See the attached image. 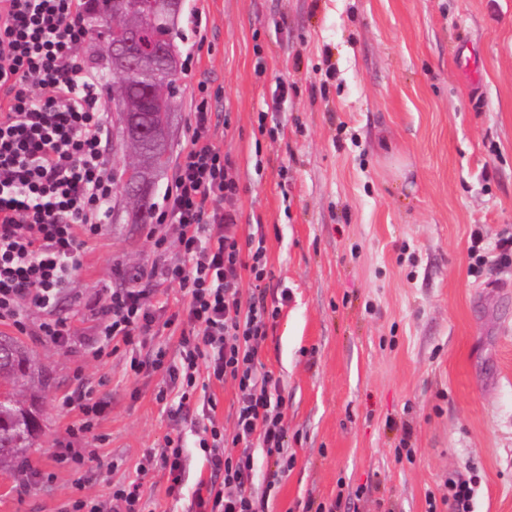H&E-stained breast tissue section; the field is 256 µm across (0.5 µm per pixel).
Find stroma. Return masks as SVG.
I'll list each match as a JSON object with an SVG mask.
<instances>
[{"label":"stroma","instance_id":"obj_1","mask_svg":"<svg viewBox=\"0 0 512 512\" xmlns=\"http://www.w3.org/2000/svg\"><path fill=\"white\" fill-rule=\"evenodd\" d=\"M178 30L170 166L153 201L165 205L206 86L210 142L238 186L222 207L239 242L264 225L267 298L281 304L259 360L280 379L295 460L266 512L337 500L339 512H426L452 475L477 478L475 512H512V259L495 248L512 237V0H183ZM160 238L166 263H183L175 226L119 210L53 309L68 346L19 336L47 377L42 432L25 491L19 470L0 471V512L108 508L135 478L148 512H186L209 479L204 419L165 372L130 368L135 354L178 361V289L145 297L154 322L138 353H91L105 294L134 287ZM84 391L106 408L81 441L99 459L77 468L55 455L80 413L57 402ZM237 393L229 379L196 391L216 398L228 438ZM176 436L179 500L156 464Z\"/></svg>","mask_w":512,"mask_h":512}]
</instances>
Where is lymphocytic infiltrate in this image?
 <instances>
[{
  "mask_svg": "<svg viewBox=\"0 0 512 512\" xmlns=\"http://www.w3.org/2000/svg\"><path fill=\"white\" fill-rule=\"evenodd\" d=\"M89 0H0V323L22 334L64 346L71 333L61 319L29 329L26 311L56 303L70 276L81 269L87 242L111 218L118 185L106 153L110 113L102 101L100 77L80 51L90 38ZM209 101L200 95L193 112L191 146L178 163L157 223L175 225L186 260L155 263L142 271L139 287L107 293L98 311L103 342L136 346L153 317L143 303L156 283L179 289L190 327L180 339V364L132 359L135 371L165 370L189 406L199 371L232 379L238 388L233 444L224 450V430L211 417L214 401L201 405L209 434L198 446L212 481L199 485L189 512H264L255 497L254 451L272 467L264 476L274 492L294 464L287 424L275 404L280 381L258 368V346L276 320L268 304L266 233L256 226L246 243L236 237V215L218 209L236 185L225 176L227 160L207 141ZM252 291L239 297V280Z\"/></svg>",
  "mask_w": 512,
  "mask_h": 512,
  "instance_id": "f902f5d3",
  "label": "lymphocytic infiltrate"
}]
</instances>
